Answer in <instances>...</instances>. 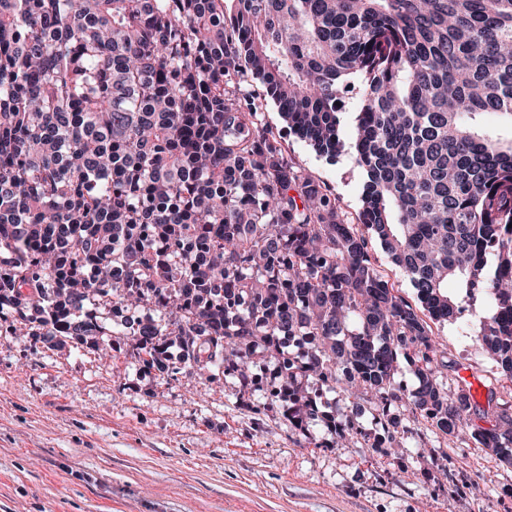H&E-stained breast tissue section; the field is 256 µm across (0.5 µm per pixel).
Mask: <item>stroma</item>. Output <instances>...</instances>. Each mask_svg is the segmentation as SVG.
I'll return each mask as SVG.
<instances>
[{"instance_id": "obj_1", "label": "stroma", "mask_w": 512, "mask_h": 512, "mask_svg": "<svg viewBox=\"0 0 512 512\" xmlns=\"http://www.w3.org/2000/svg\"><path fill=\"white\" fill-rule=\"evenodd\" d=\"M264 122L286 154L335 192L357 223L363 177L351 154L318 155L289 135L273 103ZM483 300L456 322L449 375L512 394V381L476 343ZM207 383L144 370L131 342L100 353L0 336V512H512V467L464 435L428 434L394 454L340 448L324 424L311 437L280 414L257 412L277 383Z\"/></svg>"}]
</instances>
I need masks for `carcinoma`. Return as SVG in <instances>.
<instances>
[{
    "label": "carcinoma",
    "instance_id": "carcinoma-1",
    "mask_svg": "<svg viewBox=\"0 0 512 512\" xmlns=\"http://www.w3.org/2000/svg\"><path fill=\"white\" fill-rule=\"evenodd\" d=\"M250 81L329 159L361 83L358 220L426 317ZM486 114L512 121V0H0V329L123 336L142 367L210 383L248 384L260 357L280 378L263 410L303 436L325 420L403 448L424 428L512 466V401L448 391L431 327L482 297L476 341L512 381V138ZM329 395L350 406L326 414ZM369 239L371 240L369 244L371 259L380 275L388 281L389 285L398 290L399 294L413 305H417L415 290L408 279L383 251L380 243L375 239H371V237Z\"/></svg>",
    "mask_w": 512,
    "mask_h": 512
}]
</instances>
